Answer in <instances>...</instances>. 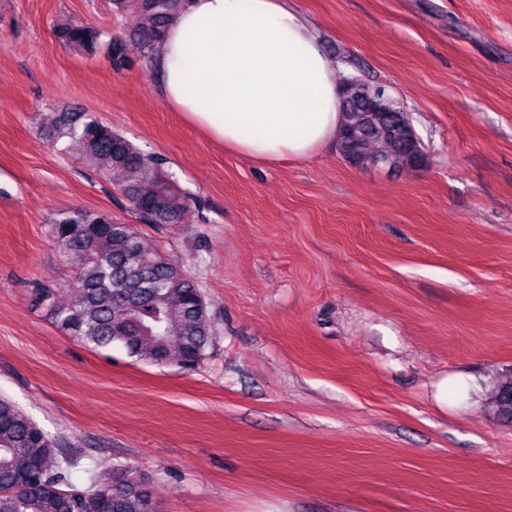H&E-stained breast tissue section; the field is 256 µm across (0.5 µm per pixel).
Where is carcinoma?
<instances>
[{"mask_svg": "<svg viewBox=\"0 0 512 512\" xmlns=\"http://www.w3.org/2000/svg\"><path fill=\"white\" fill-rule=\"evenodd\" d=\"M187 0H140L132 32L152 51ZM58 43L76 55L96 51L102 32L88 24L53 26ZM342 156L359 166L415 167L424 152L403 112L380 85L350 77L341 96ZM47 138L76 145L82 162L117 188L146 224H181L188 198L158 158L84 112L43 118ZM50 234L75 269L72 300H57L59 288L43 286L35 299L65 335L94 349L122 346L154 365L175 363L194 370L209 345V312L198 278L158 249L144 246L140 229L102 211L74 208L56 214ZM497 416L512 420V373L499 380L492 397ZM58 440L11 400L0 397V512H83L88 496L98 512H160L143 482L131 471L112 483L83 491L60 489L73 462L64 457L54 471L48 459Z\"/></svg>", "mask_w": 512, "mask_h": 512, "instance_id": "carcinoma-1", "label": "carcinoma"}]
</instances>
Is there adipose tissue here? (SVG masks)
Returning a JSON list of instances; mask_svg holds the SVG:
<instances>
[{
  "mask_svg": "<svg viewBox=\"0 0 512 512\" xmlns=\"http://www.w3.org/2000/svg\"><path fill=\"white\" fill-rule=\"evenodd\" d=\"M153 67L166 106L259 162L305 159L342 127L339 66L289 0H188Z\"/></svg>",
  "mask_w": 512,
  "mask_h": 512,
  "instance_id": "1",
  "label": "adipose tissue"
}]
</instances>
